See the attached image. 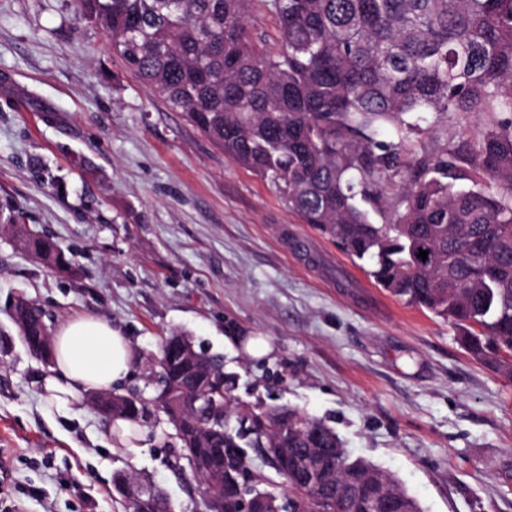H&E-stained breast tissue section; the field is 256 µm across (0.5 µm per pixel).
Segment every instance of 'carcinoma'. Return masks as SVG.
<instances>
[{
  "instance_id": "cac0c4a2",
  "label": "carcinoma",
  "mask_w": 512,
  "mask_h": 512,
  "mask_svg": "<svg viewBox=\"0 0 512 512\" xmlns=\"http://www.w3.org/2000/svg\"><path fill=\"white\" fill-rule=\"evenodd\" d=\"M75 2L126 71L366 264L378 287L448 321L473 359L512 380V0H265L279 24L274 50L249 31L251 0ZM472 117L474 130H448ZM16 234L47 266L75 271L53 238ZM9 317L35 352L49 330L42 309ZM198 384L193 370L170 369L158 393ZM112 396L126 402L112 419L144 424L146 401ZM155 410L180 441L178 471L195 474L193 436L224 449V487H212L224 512H235L246 469L237 448H286L295 460L327 450L336 473L309 485L266 456L290 496L258 494L279 512H379L359 491L373 481L392 512H422L324 421L236 402L227 381L195 417Z\"/></svg>"
}]
</instances>
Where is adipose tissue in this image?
<instances>
[{
	"mask_svg": "<svg viewBox=\"0 0 512 512\" xmlns=\"http://www.w3.org/2000/svg\"><path fill=\"white\" fill-rule=\"evenodd\" d=\"M52 355L44 399L59 409L81 406L86 394L111 391L132 365L127 336L97 315H77L61 323L52 337Z\"/></svg>",
	"mask_w": 512,
	"mask_h": 512,
	"instance_id": "obj_1",
	"label": "adipose tissue"
}]
</instances>
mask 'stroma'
I'll use <instances>...</instances> for the list:
<instances>
[{
	"instance_id": "35a3bbf8",
	"label": "stroma",
	"mask_w": 512,
	"mask_h": 512,
	"mask_svg": "<svg viewBox=\"0 0 512 512\" xmlns=\"http://www.w3.org/2000/svg\"><path fill=\"white\" fill-rule=\"evenodd\" d=\"M17 224L52 235L76 273L24 251ZM20 296L55 326L95 314L122 327L135 354L122 387L143 398L180 333L222 356L236 401L323 419L423 512H512V382L123 72L74 0H0V512H121L120 471L150 477L174 512H202L198 481L167 465L165 416L132 452L92 404L41 401L50 368L7 314ZM249 336L272 353L248 357Z\"/></svg>"
}]
</instances>
